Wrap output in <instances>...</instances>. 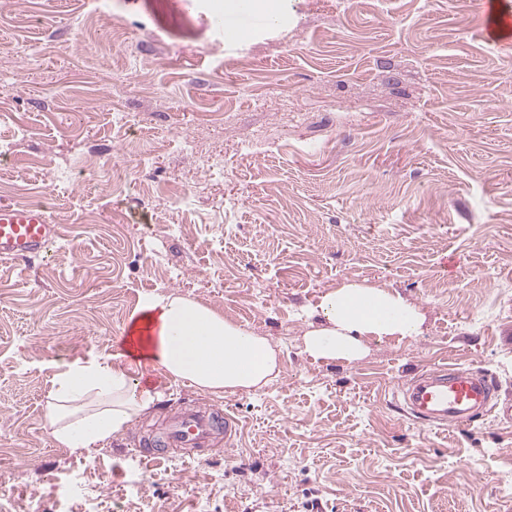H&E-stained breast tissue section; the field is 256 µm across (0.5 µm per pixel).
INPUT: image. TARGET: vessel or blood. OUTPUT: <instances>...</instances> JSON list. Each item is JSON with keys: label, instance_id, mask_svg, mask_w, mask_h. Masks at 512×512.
<instances>
[{"label": "vessel or blood", "instance_id": "1", "mask_svg": "<svg viewBox=\"0 0 512 512\" xmlns=\"http://www.w3.org/2000/svg\"><path fill=\"white\" fill-rule=\"evenodd\" d=\"M214 22L226 42L243 40L246 28L242 23L228 22L219 11ZM59 237L60 228L50 222L45 207L0 204V258L42 255ZM401 396L413 417L449 427L469 425L479 414L499 407L495 381L480 371L453 365L421 373L402 388ZM235 434L236 422L227 412L187 404L162 413L157 439L142 455L154 462L175 453L200 460L208 449L231 442Z\"/></svg>", "mask_w": 512, "mask_h": 512}]
</instances>
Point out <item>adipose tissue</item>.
I'll return each mask as SVG.
<instances>
[{"instance_id": "ef3b65f1", "label": "adipose tissue", "mask_w": 512, "mask_h": 512, "mask_svg": "<svg viewBox=\"0 0 512 512\" xmlns=\"http://www.w3.org/2000/svg\"><path fill=\"white\" fill-rule=\"evenodd\" d=\"M318 316L305 344L311 356L325 361H355L364 338L414 336L423 322L419 309L399 294L359 282L326 293ZM123 334L120 360L57 365L45 413L57 443L106 444L160 400V391L132 378L134 363L218 398L261 388L279 373L278 353L264 337L188 296L145 297Z\"/></svg>"}]
</instances>
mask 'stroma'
I'll list each match as a JSON object with an SVG mask.
<instances>
[{
	"mask_svg": "<svg viewBox=\"0 0 512 512\" xmlns=\"http://www.w3.org/2000/svg\"><path fill=\"white\" fill-rule=\"evenodd\" d=\"M224 0H0V203L60 238L0 259V512H512V418L413 419L399 389L443 364L512 398V46L480 0H288L225 44ZM398 292L420 335L355 362L305 350L321 297ZM266 337L280 373L187 385L104 447L45 428L57 363L115 355L148 294ZM193 401L240 423L205 460H143L139 431ZM214 22L216 30L224 36L228 43H238L243 40L248 29L242 24L241 20L236 23H229L225 20V15L219 10L214 13Z\"/></svg>",
	"mask_w": 512,
	"mask_h": 512,
	"instance_id": "obj_1",
	"label": "stroma"
}]
</instances>
